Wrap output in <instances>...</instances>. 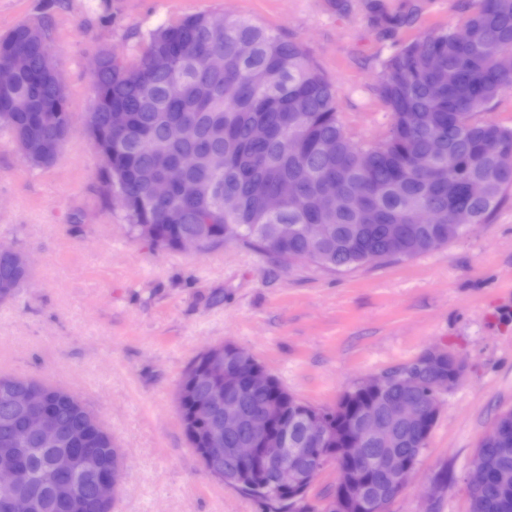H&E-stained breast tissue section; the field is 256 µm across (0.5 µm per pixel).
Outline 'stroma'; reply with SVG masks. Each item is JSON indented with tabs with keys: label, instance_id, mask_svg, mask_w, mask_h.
<instances>
[{
	"label": "stroma",
	"instance_id": "35a3bbf8",
	"mask_svg": "<svg viewBox=\"0 0 512 512\" xmlns=\"http://www.w3.org/2000/svg\"><path fill=\"white\" fill-rule=\"evenodd\" d=\"M420 22L384 36L329 0H0V35L47 17L72 127L56 161L31 168L0 131V244L28 254L18 298L0 302V376L35 377L83 400L124 466L112 512H262L202 467L177 408L188 364L230 342L301 401L331 408L363 380L432 347L465 363L406 488L387 512H470L467 473L497 416L512 410V189L454 242L331 272L281 265L235 242L158 251L127 232L101 191L84 116L89 65L132 56L158 26L199 11L248 17L299 41L335 84L356 139L388 127L376 97L401 43L454 26L461 0H426Z\"/></svg>",
	"mask_w": 512,
	"mask_h": 512
}]
</instances>
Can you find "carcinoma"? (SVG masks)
Returning a JSON list of instances; mask_svg holds the SVG:
<instances>
[{
    "label": "carcinoma",
    "mask_w": 512,
    "mask_h": 512,
    "mask_svg": "<svg viewBox=\"0 0 512 512\" xmlns=\"http://www.w3.org/2000/svg\"><path fill=\"white\" fill-rule=\"evenodd\" d=\"M361 7L388 31L413 25L422 11L414 3L391 13L383 0H362ZM19 47L23 64L11 90L0 93V113H9L0 129L29 166L48 167L56 156L35 146L64 144L70 124L62 120L69 116L65 84L46 55V18L0 36V67L12 65ZM214 55L224 57V67H209ZM92 88L97 125L91 139L96 149L112 152L101 178L122 199L129 233L159 250L176 248L179 236L199 224H222L224 234L206 238L202 252L236 241L285 265L297 259L345 271L447 245L460 236L450 228L458 216L483 223L512 187V170L498 164V155L512 149V127L483 119L512 91V0H471L457 26L426 32L389 56L377 97L391 122L366 143L350 136L335 86L309 62L301 43L241 16L198 12L162 25L135 55L105 54ZM114 108L125 111L127 123L111 129ZM173 125L187 127V135L171 137ZM288 135L303 138L301 152H283L281 140ZM214 153L224 155L220 171L209 167ZM187 159L182 181L168 196L152 197L155 178ZM286 180L294 183V195L279 211H267L261 193H276ZM474 181L482 184L479 195L471 192ZM358 194L364 206L355 209L351 200ZM423 211L442 223H418ZM308 224L323 225L321 235L309 237ZM22 256L14 248L0 255L1 301L15 298L30 277ZM205 357L189 365L177 391L186 437L198 451L203 443L192 432L223 413L218 405L205 413L191 400L195 389L224 398L222 381L192 378ZM40 387L32 378L0 376V466L21 474L14 487H0V512L15 494L30 497L33 512H112V504L95 500L94 485L112 472L116 449L85 403L52 389L49 403L60 436L51 443L16 437L25 410L14 404V393ZM401 392L396 379L381 392L356 386L325 409L335 464L356 420L377 421L379 433L363 444L377 460L363 476L372 497L396 498L384 461L416 464L426 446L424 427L388 410ZM239 398L246 415L276 406L280 447H301L303 402L278 380L265 389L243 386ZM249 438L244 421L224 432V447ZM482 455L492 460L494 483L470 493V512H503V500H512V440ZM259 484L257 478L234 490L257 497L265 512H293L288 491L257 493Z\"/></svg>",
    "instance_id": "cac0c4a2"
}]
</instances>
